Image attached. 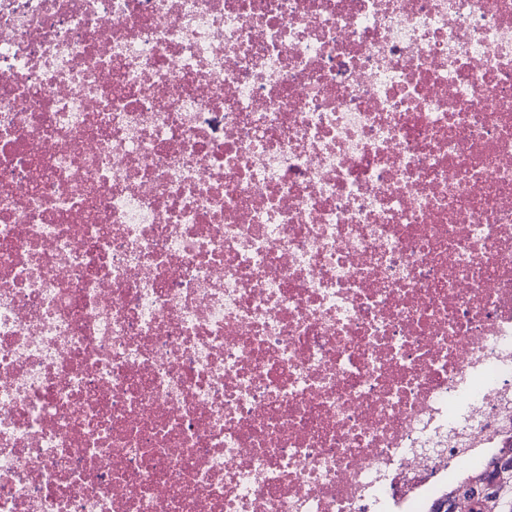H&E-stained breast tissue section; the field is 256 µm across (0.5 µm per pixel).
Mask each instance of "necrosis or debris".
<instances>
[{
    "label": "necrosis or debris",
    "instance_id": "necrosis-or-debris-1",
    "mask_svg": "<svg viewBox=\"0 0 512 512\" xmlns=\"http://www.w3.org/2000/svg\"><path fill=\"white\" fill-rule=\"evenodd\" d=\"M512 446V0H0V512H430Z\"/></svg>",
    "mask_w": 512,
    "mask_h": 512
}]
</instances>
